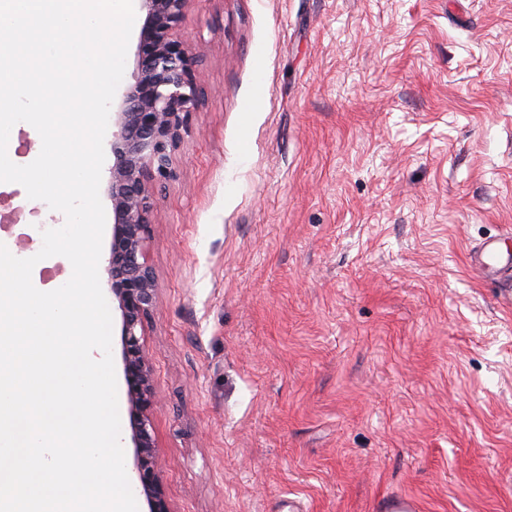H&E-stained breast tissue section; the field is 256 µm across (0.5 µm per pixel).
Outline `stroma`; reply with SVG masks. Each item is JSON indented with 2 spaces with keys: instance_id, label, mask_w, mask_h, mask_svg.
I'll return each instance as SVG.
<instances>
[{
  "instance_id": "35a3bbf8",
  "label": "stroma",
  "mask_w": 512,
  "mask_h": 512,
  "mask_svg": "<svg viewBox=\"0 0 512 512\" xmlns=\"http://www.w3.org/2000/svg\"><path fill=\"white\" fill-rule=\"evenodd\" d=\"M199 101L152 197L171 512H512V0H188ZM0 185V243L42 247ZM472 266L499 283V296L512 305V254L500 248L497 240L485 241L473 252Z\"/></svg>"
}]
</instances>
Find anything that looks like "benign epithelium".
Listing matches in <instances>:
<instances>
[{"label": "benign epithelium", "mask_w": 512, "mask_h": 512, "mask_svg": "<svg viewBox=\"0 0 512 512\" xmlns=\"http://www.w3.org/2000/svg\"><path fill=\"white\" fill-rule=\"evenodd\" d=\"M188 0H141L145 12L133 82L112 103V166L105 192L112 240L105 273L121 319L123 375L138 488L148 512H171L156 468L153 369L142 342L158 302L149 264L151 192L174 177L171 151L186 130L199 91L195 57L179 28Z\"/></svg>", "instance_id": "7a95c632"}]
</instances>
